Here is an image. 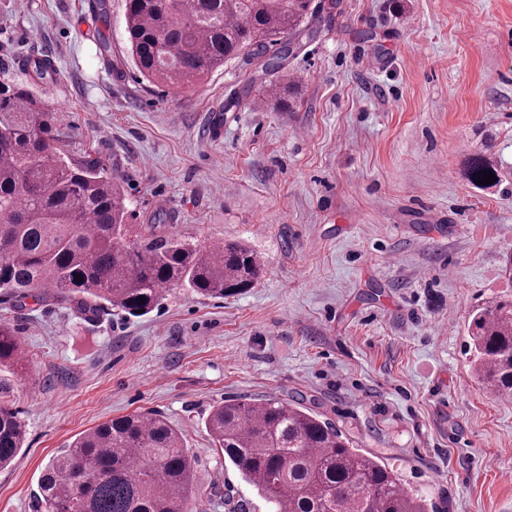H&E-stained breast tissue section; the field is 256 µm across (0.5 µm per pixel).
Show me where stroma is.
Here are the masks:
<instances>
[{"mask_svg": "<svg viewBox=\"0 0 512 512\" xmlns=\"http://www.w3.org/2000/svg\"><path fill=\"white\" fill-rule=\"evenodd\" d=\"M124 13L0 0V82L48 55L57 80L35 91L68 158L120 178L128 223L166 213L164 234L243 243L264 270L235 295L175 288L147 315L89 322L45 290L0 295L23 355L0 403L26 426L0 512H46L48 461L135 411L189 448L188 512H269L205 420L300 394L438 512H512V397L477 380L468 336L473 311L512 297V0H338L285 60L277 108L241 57L178 96L148 86ZM479 151L507 167L499 186L466 180Z\"/></svg>", "mask_w": 512, "mask_h": 512, "instance_id": "35a3bbf8", "label": "stroma"}]
</instances>
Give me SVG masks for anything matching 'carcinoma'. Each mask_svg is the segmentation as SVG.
<instances>
[{"label":"carcinoma","mask_w":512,"mask_h":512,"mask_svg":"<svg viewBox=\"0 0 512 512\" xmlns=\"http://www.w3.org/2000/svg\"><path fill=\"white\" fill-rule=\"evenodd\" d=\"M316 14L313 0H125V29L141 76L183 90L237 57L258 60L266 77L278 73ZM22 69L35 83L55 78L45 57ZM61 151L54 113L29 90L0 83V292L25 299L47 288L92 321L104 310L148 314L175 287L222 298L257 280L262 265L251 249L166 236L163 213L127 241L119 179L92 157L72 163ZM487 171L501 178L498 162L478 154L465 177L473 183ZM469 332L475 376L511 397L512 300L478 309ZM22 359L15 330L0 323V366ZM206 427L275 512H435L383 458L355 448L302 401L226 400ZM25 434L18 413L0 405V467L14 460ZM192 472L179 431L159 414L136 412L62 449L39 488L47 512H185Z\"/></svg>","instance_id":"obj_1"}]
</instances>
